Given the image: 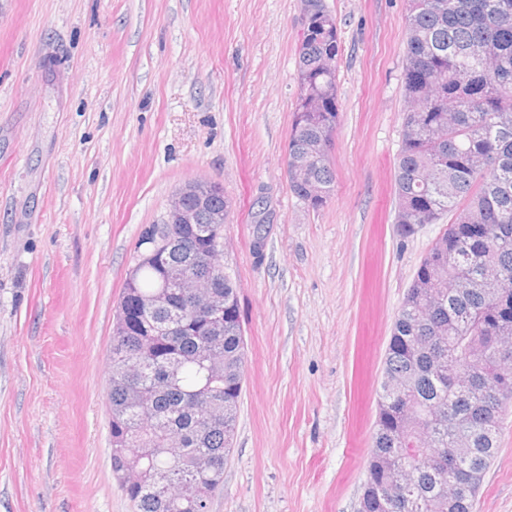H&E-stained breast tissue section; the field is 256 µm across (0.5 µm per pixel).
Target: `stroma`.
<instances>
[{
  "instance_id": "obj_1",
  "label": "stroma",
  "mask_w": 512,
  "mask_h": 512,
  "mask_svg": "<svg viewBox=\"0 0 512 512\" xmlns=\"http://www.w3.org/2000/svg\"><path fill=\"white\" fill-rule=\"evenodd\" d=\"M326 2L340 115L314 209L286 173L300 0H0V512H133L113 313L143 227L197 179L232 204L245 346L210 512H357L394 316L445 226L394 222L407 0ZM498 441L474 512H512V406Z\"/></svg>"
}]
</instances>
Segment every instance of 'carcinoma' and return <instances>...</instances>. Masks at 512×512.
Wrapping results in <instances>:
<instances>
[{
    "mask_svg": "<svg viewBox=\"0 0 512 512\" xmlns=\"http://www.w3.org/2000/svg\"><path fill=\"white\" fill-rule=\"evenodd\" d=\"M310 15L298 47V95L288 139V181L292 192L313 208L323 206L335 181L329 147L336 131L337 60L340 34L325 0H301ZM403 74L404 124L395 172L394 223L453 221L421 261L394 317L380 382L378 418L359 512H473L484 475L498 454L500 416L512 402V0H408ZM312 98L322 110H309ZM323 190L309 200L308 186ZM208 209L229 217L231 202L217 183ZM224 232L222 224L171 227V234L206 246ZM191 264L179 240L158 259L138 242L132 277L125 281L109 351V412L112 472L122 478L128 462L151 448L150 462L171 474L174 488L191 495L198 485L206 502L174 499L155 486L122 489L134 512H207L224 485V464L233 447L244 379L245 348L238 286L219 255L193 265L205 281H222L232 303L224 331L209 332L202 319L184 311L174 336L159 329L166 310L122 325L125 298L149 300L166 268ZM502 282L499 303L486 283ZM224 358V382L212 383L203 368L209 355ZM140 359L144 373L128 376L121 357ZM404 376L408 386L394 392L388 382ZM147 388L146 409L126 401V385ZM503 391L491 403L486 387ZM420 415L416 430L403 413ZM461 421L468 451L455 455L446 422ZM184 449L175 459L168 442ZM217 458V468L201 480L192 467L197 452ZM412 470L413 482L390 494V468ZM463 475V487L448 498V471Z\"/></svg>",
    "mask_w": 512,
    "mask_h": 512,
    "instance_id": "carcinoma-1",
    "label": "carcinoma"
}]
</instances>
